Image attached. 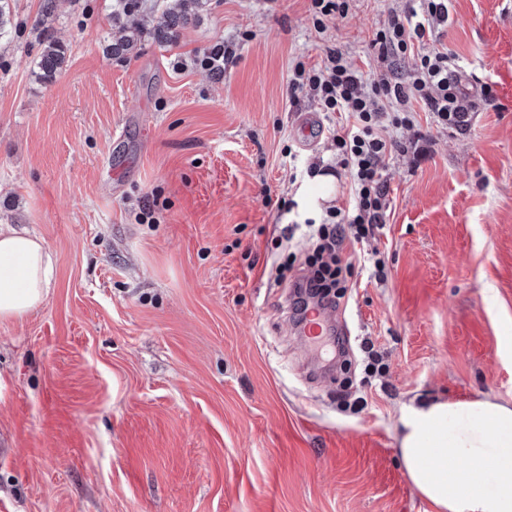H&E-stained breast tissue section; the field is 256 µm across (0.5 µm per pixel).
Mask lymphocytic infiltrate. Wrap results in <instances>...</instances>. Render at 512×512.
I'll return each instance as SVG.
<instances>
[{
  "instance_id": "f902f5d3",
  "label": "lymphocytic infiltrate",
  "mask_w": 512,
  "mask_h": 512,
  "mask_svg": "<svg viewBox=\"0 0 512 512\" xmlns=\"http://www.w3.org/2000/svg\"><path fill=\"white\" fill-rule=\"evenodd\" d=\"M447 19L448 0H407L402 9L392 11L372 41L378 66L367 78L331 47L325 50L322 66L294 67L291 92L309 95L322 111L344 112L350 119L349 126L333 136L338 163L351 175L348 206L329 207L310 234L313 251L308 264L313 274L304 285L321 297L345 287L351 273V264L340 257L343 240H363L381 220L388 195L386 159L393 147L378 133L383 120L411 125L412 105L418 102L438 122L467 124V94L456 77L453 55L442 51L422 55L419 67L405 81L397 80L390 69L393 58L432 37L436 25Z\"/></svg>"
}]
</instances>
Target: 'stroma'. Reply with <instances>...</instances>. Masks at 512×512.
Listing matches in <instances>:
<instances>
[{"label":"stroma","mask_w":512,"mask_h":512,"mask_svg":"<svg viewBox=\"0 0 512 512\" xmlns=\"http://www.w3.org/2000/svg\"><path fill=\"white\" fill-rule=\"evenodd\" d=\"M8 2L0 225L41 238L55 274L0 321V451H18L0 454V512H437L399 462L403 411L512 402V0H449L432 46L458 61L468 125L379 127L388 207L343 244L346 336L313 342L293 329L305 221L350 178L325 200L306 169L346 119L289 81L329 47L366 70L393 0H352L322 34L309 0H205L168 44L151 30L182 0L117 21V0ZM40 27L66 48L47 82ZM219 44L217 78L195 59ZM305 113L325 129L310 148Z\"/></svg>","instance_id":"1"}]
</instances>
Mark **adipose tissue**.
Listing matches in <instances>:
<instances>
[{"instance_id":"ef3b65f1","label":"adipose tissue","mask_w":512,"mask_h":512,"mask_svg":"<svg viewBox=\"0 0 512 512\" xmlns=\"http://www.w3.org/2000/svg\"><path fill=\"white\" fill-rule=\"evenodd\" d=\"M54 270L38 237L0 225V319L39 306ZM400 425L402 465L439 512H512V405L423 402Z\"/></svg>"}]
</instances>
